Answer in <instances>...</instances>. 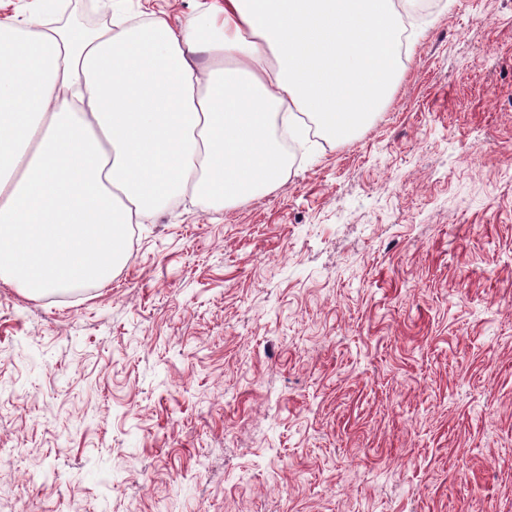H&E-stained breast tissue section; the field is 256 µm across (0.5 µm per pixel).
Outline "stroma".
<instances>
[{
    "mask_svg": "<svg viewBox=\"0 0 512 512\" xmlns=\"http://www.w3.org/2000/svg\"><path fill=\"white\" fill-rule=\"evenodd\" d=\"M418 23L275 189L151 213L107 282H0V512H512V0Z\"/></svg>",
    "mask_w": 512,
    "mask_h": 512,
    "instance_id": "stroma-1",
    "label": "stroma"
}]
</instances>
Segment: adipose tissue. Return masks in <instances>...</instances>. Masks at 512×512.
Listing matches in <instances>:
<instances>
[{"label":"adipose tissue","instance_id":"1","mask_svg":"<svg viewBox=\"0 0 512 512\" xmlns=\"http://www.w3.org/2000/svg\"><path fill=\"white\" fill-rule=\"evenodd\" d=\"M0 19V281L38 297L106 282L130 225L185 192L236 202L281 183L277 117L363 126L418 32L393 0H224L172 27Z\"/></svg>","mask_w":512,"mask_h":512}]
</instances>
